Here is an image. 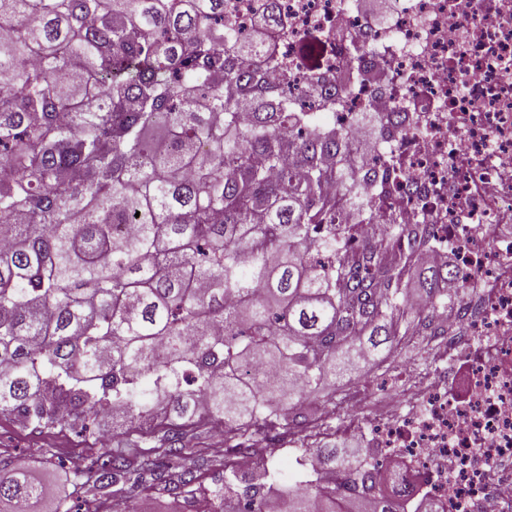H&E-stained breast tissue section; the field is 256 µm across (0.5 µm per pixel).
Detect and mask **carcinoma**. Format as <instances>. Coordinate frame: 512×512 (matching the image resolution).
Returning <instances> with one entry per match:
<instances>
[{
  "label": "carcinoma",
  "instance_id": "obj_1",
  "mask_svg": "<svg viewBox=\"0 0 512 512\" xmlns=\"http://www.w3.org/2000/svg\"><path fill=\"white\" fill-rule=\"evenodd\" d=\"M260 38L240 40L224 0H0V414L34 431L110 415L115 447L71 473L87 512H128L141 487L186 492L213 462L203 429L224 424L212 512H408L344 444L320 462L338 486H275L227 464L313 421L328 379L380 364L425 325L405 274L434 247L431 224L385 221L391 255H343L361 175L353 134L300 108L295 73L261 68L283 27L265 0ZM162 41L151 46L141 33ZM211 73L224 76L208 86ZM358 61L341 90L364 82ZM303 95L336 111V79ZM242 101L253 104L244 116ZM458 273L422 269L425 305ZM48 487L0 475V508L38 512Z\"/></svg>",
  "mask_w": 512,
  "mask_h": 512
}]
</instances>
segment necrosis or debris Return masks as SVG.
<instances>
[{"label": "necrosis or debris", "mask_w": 512, "mask_h": 512, "mask_svg": "<svg viewBox=\"0 0 512 512\" xmlns=\"http://www.w3.org/2000/svg\"><path fill=\"white\" fill-rule=\"evenodd\" d=\"M394 0L387 21L347 0H280L284 36L272 51L298 84L338 73L356 55L381 79L350 88L332 118L355 130L363 112H405L393 137L357 139V168L387 169L368 185L382 209L414 223L438 215L439 249H456L463 274L440 314L434 365L365 419L345 402L346 435L388 490L427 497L437 512H512V0ZM481 286L473 295L472 283ZM289 477L329 486L315 432L267 442Z\"/></svg>", "instance_id": "obj_1"}]
</instances>
